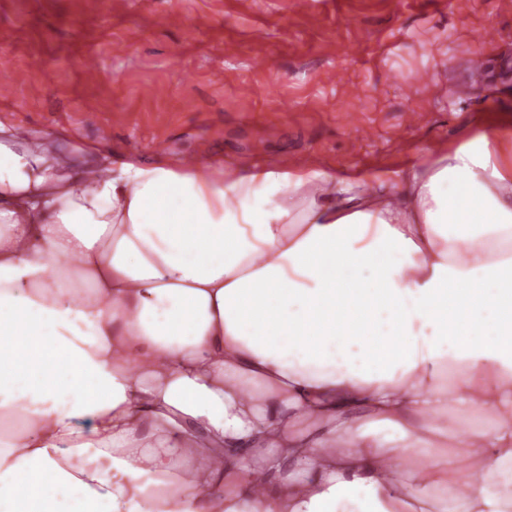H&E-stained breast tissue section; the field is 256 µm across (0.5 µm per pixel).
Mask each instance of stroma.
<instances>
[{
    "label": "stroma",
    "instance_id": "stroma-1",
    "mask_svg": "<svg viewBox=\"0 0 512 512\" xmlns=\"http://www.w3.org/2000/svg\"><path fill=\"white\" fill-rule=\"evenodd\" d=\"M0 46V125L78 168L394 171L512 108V0H0Z\"/></svg>",
    "mask_w": 512,
    "mask_h": 512
}]
</instances>
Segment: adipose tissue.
Here are the masks:
<instances>
[{
	"label": "adipose tissue",
	"mask_w": 512,
	"mask_h": 512,
	"mask_svg": "<svg viewBox=\"0 0 512 512\" xmlns=\"http://www.w3.org/2000/svg\"><path fill=\"white\" fill-rule=\"evenodd\" d=\"M508 140L371 190L0 141V512H512Z\"/></svg>",
	"instance_id": "1"
}]
</instances>
